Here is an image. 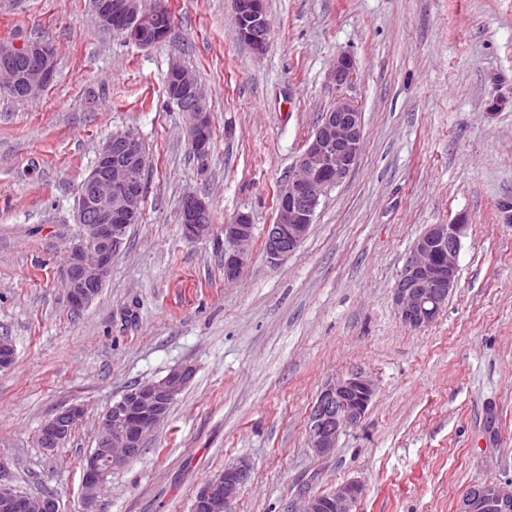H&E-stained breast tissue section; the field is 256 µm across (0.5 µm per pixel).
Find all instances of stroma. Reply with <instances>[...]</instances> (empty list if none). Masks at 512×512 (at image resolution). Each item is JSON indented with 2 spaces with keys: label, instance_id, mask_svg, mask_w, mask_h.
Returning <instances> with one entry per match:
<instances>
[{
  "label": "stroma",
  "instance_id": "35a3bbf8",
  "mask_svg": "<svg viewBox=\"0 0 512 512\" xmlns=\"http://www.w3.org/2000/svg\"><path fill=\"white\" fill-rule=\"evenodd\" d=\"M174 24L143 48L103 32L89 0H0V42L42 40L56 74L35 99L0 96V457L13 484L83 512L82 466L112 402L178 366L194 375L145 449L109 478L97 512H191L197 488L247 461L235 512H299L349 479L353 512H455L474 484L512 481V0H265L255 56L232 0H157ZM352 57L364 137L297 251L267 263L274 198L330 107L326 73ZM181 65L212 117L207 166L165 92ZM136 131L144 215L98 297L72 311L58 269L77 244V195L106 140ZM205 196L212 229L183 237ZM253 252L224 280L237 214ZM465 218L458 286L411 329L393 289L428 225ZM362 372L376 394L335 453L315 457L308 416L328 383ZM84 408L48 450L42 424ZM183 235L195 240L207 235L211 228L209 204L197 195H187L179 202Z\"/></svg>",
  "mask_w": 512,
  "mask_h": 512
}]
</instances>
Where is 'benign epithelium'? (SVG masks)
Segmentation results:
<instances>
[{"label": "benign epithelium", "instance_id": "obj_1", "mask_svg": "<svg viewBox=\"0 0 512 512\" xmlns=\"http://www.w3.org/2000/svg\"><path fill=\"white\" fill-rule=\"evenodd\" d=\"M99 26L140 46L160 41L143 24V0H93ZM235 30L245 35L248 46L263 54L269 44L271 26L264 0H235ZM23 56L31 66L24 75L9 64ZM55 72V51L47 43L16 45L0 43V90L13 89L23 81L27 98L38 97L49 85ZM356 71L352 58L336 57L327 74L336 90L332 105L301 153L293 173L283 186L281 208L263 238L266 261L278 265L290 256L314 222L320 198L350 174L358 161L363 141V113L346 90ZM169 80L187 91L181 112L189 126L190 147L200 165L210 156L211 117L202 104V92L188 72L175 66ZM141 139L127 131L109 138L102 146L97 165L83 181L78 195V218L84 242L74 245L59 275L67 285L70 307L81 310L99 294L112 268V259L127 241L128 228L137 223L143 187L133 177ZM183 235L189 240L207 235L211 228L209 204L197 195H187L179 202ZM467 225L459 219L451 224H432L419 236L402 269L393 292V301L402 322L414 329L431 325L448 303V296L458 285V255ZM224 237L232 250L224 254V280H236L249 257L253 225L240 214L224 225ZM193 377L189 366L176 367L163 378L139 384L112 403L99 428V444L83 463L84 512H95L98 494L112 472L133 460L145 445L148 431L162 421L170 406ZM375 395L373 380L362 372L331 383L321 390L309 417L310 447L317 457L334 453L338 440L349 427L365 416ZM83 409L74 405L58 412L40 429L43 447L53 448ZM249 475V467L238 463L204 482L196 491L193 512H232ZM364 485L351 479L333 491L305 498L302 512H352L363 496ZM14 512H51L56 500L49 493L37 497L24 495L9 477V465L0 458V501ZM456 512H512V483L483 482L471 486L458 502Z\"/></svg>", "mask_w": 512, "mask_h": 512}]
</instances>
